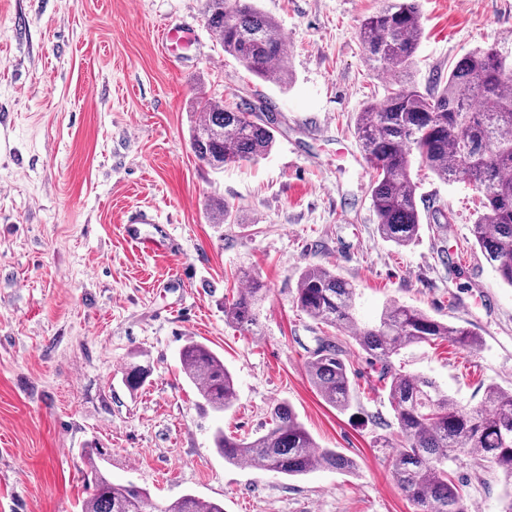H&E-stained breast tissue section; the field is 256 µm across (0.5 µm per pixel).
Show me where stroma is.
<instances>
[{
    "label": "stroma",
    "instance_id": "stroma-1",
    "mask_svg": "<svg viewBox=\"0 0 512 512\" xmlns=\"http://www.w3.org/2000/svg\"><path fill=\"white\" fill-rule=\"evenodd\" d=\"M204 4L0 0V512H80L92 444L107 477L161 503L192 493L224 512H413L371 446L396 424L369 357L339 333L352 362L348 409L310 382L306 362L330 330L297 309V281L312 264L336 271L362 325L395 301L474 329L476 352L414 346L395 366L479 406L486 386L512 389V287L473 243L479 196L422 172L418 240L379 236L355 121L396 85L372 69L358 35L380 0H256L287 40L284 87L224 53ZM419 4V90L473 50L512 58V0ZM166 27L191 36L162 48ZM201 94L271 106V152L220 172L199 162L189 129ZM216 197L243 223H211ZM137 209L170 225L177 249L148 254L129 241ZM440 211L452 221L438 233ZM250 275L269 293L243 332L224 306ZM189 338L223 356L238 393L230 410L202 406L182 372ZM133 358L150 369L135 391L124 376ZM283 400L318 447L357 470L287 477L225 462L214 432L256 437ZM448 468L471 512H499L503 474L466 457Z\"/></svg>",
    "mask_w": 512,
    "mask_h": 512
}]
</instances>
